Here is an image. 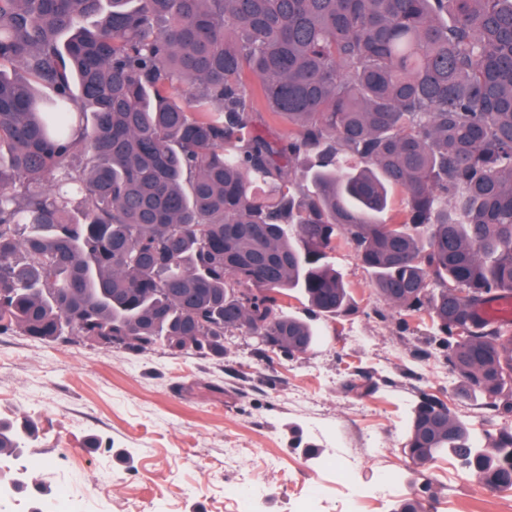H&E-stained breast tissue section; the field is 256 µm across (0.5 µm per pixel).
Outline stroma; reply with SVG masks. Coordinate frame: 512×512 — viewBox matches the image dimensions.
Listing matches in <instances>:
<instances>
[{"mask_svg":"<svg viewBox=\"0 0 512 512\" xmlns=\"http://www.w3.org/2000/svg\"><path fill=\"white\" fill-rule=\"evenodd\" d=\"M332 262L351 307L317 320L316 342L294 356L257 354L238 334L220 357L0 334V421L25 438L21 453L0 455V512H34L63 488L85 512H230L224 487L245 474L264 487L253 512H298L311 486L338 512L333 460L352 463L360 512H391L394 500L371 492L383 471L426 512H512V498L476 486L452 455L418 468L402 453L423 396L479 436L512 427V414L465 393L428 315L383 302L351 248ZM63 448L76 455L61 465Z\"/></svg>","mask_w":512,"mask_h":512,"instance_id":"obj_1","label":"stroma"}]
</instances>
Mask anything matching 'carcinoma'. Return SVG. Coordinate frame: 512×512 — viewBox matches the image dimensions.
I'll return each mask as SVG.
<instances>
[{"label":"carcinoma","instance_id":"cac0c4a2","mask_svg":"<svg viewBox=\"0 0 512 512\" xmlns=\"http://www.w3.org/2000/svg\"><path fill=\"white\" fill-rule=\"evenodd\" d=\"M342 244L512 414L482 315L512 296V0H0V333L222 355L257 290L253 332L302 354L350 308ZM406 448L512 490L511 427L479 447L425 395Z\"/></svg>","mask_w":512,"mask_h":512}]
</instances>
